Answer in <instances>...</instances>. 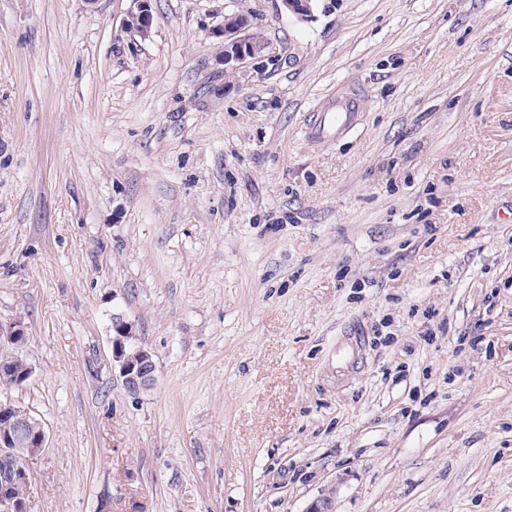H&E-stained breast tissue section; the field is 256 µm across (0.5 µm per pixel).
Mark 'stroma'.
<instances>
[{
    "instance_id": "1",
    "label": "stroma",
    "mask_w": 512,
    "mask_h": 512,
    "mask_svg": "<svg viewBox=\"0 0 512 512\" xmlns=\"http://www.w3.org/2000/svg\"><path fill=\"white\" fill-rule=\"evenodd\" d=\"M129 6L0 0L29 512H512V0H151L146 38ZM230 10L265 49L228 75ZM360 101V92L352 90L317 112H312L307 125L308 137L316 141H329L351 132L358 123ZM112 332V362L126 390L131 394L151 390L157 381L156 364L152 352L139 342L135 323L121 314L113 315Z\"/></svg>"
}]
</instances>
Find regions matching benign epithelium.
Returning a JSON list of instances; mask_svg holds the SVG:
<instances>
[{"mask_svg":"<svg viewBox=\"0 0 512 512\" xmlns=\"http://www.w3.org/2000/svg\"><path fill=\"white\" fill-rule=\"evenodd\" d=\"M284 12L305 19L312 14V0H281ZM246 22L237 20L224 23V70L239 71L264 50V45L253 42L244 30ZM112 362L118 368L126 390L140 394L151 390L157 381L156 364L152 352L139 342L136 325L121 314L112 316ZM27 336V325L21 318L0 323V341L24 347L22 338ZM28 437L27 447L32 449L24 465L13 470L12 481L28 478L33 461L46 447V431L39 420L32 419L28 411L15 407L10 399L0 401V447L9 446L14 439ZM0 512H25V504L11 497L9 486L0 488Z\"/></svg>","mask_w":512,"mask_h":512,"instance_id":"obj_1","label":"benign epithelium"}]
</instances>
